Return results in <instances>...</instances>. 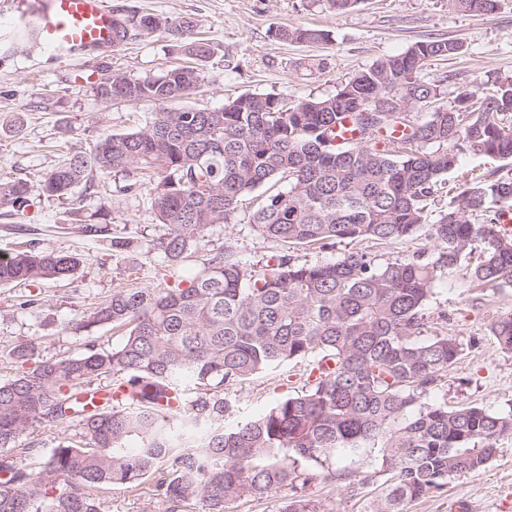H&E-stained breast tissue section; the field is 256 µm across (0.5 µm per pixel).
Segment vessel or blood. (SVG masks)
Segmentation results:
<instances>
[{"instance_id": "obj_1", "label": "vessel or blood", "mask_w": 512, "mask_h": 512, "mask_svg": "<svg viewBox=\"0 0 512 512\" xmlns=\"http://www.w3.org/2000/svg\"><path fill=\"white\" fill-rule=\"evenodd\" d=\"M118 18L111 0H32L23 24L53 57H84L114 48Z\"/></svg>"}]
</instances>
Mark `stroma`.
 Masks as SVG:
<instances>
[{"label":"stroma","instance_id":"1","mask_svg":"<svg viewBox=\"0 0 512 512\" xmlns=\"http://www.w3.org/2000/svg\"><path fill=\"white\" fill-rule=\"evenodd\" d=\"M128 13H152L172 19L194 18L212 51L206 78L184 107L218 109L226 100L245 93L271 94L287 101L331 94L336 85L388 55L405 52L421 40L462 43L460 55L432 59L427 80L444 88V105L461 91L512 74V0H500L495 13L483 15L453 9L448 0H358L345 12L329 9L325 0H112ZM321 30L319 43L284 42L277 27ZM172 38L162 33L137 37L92 59L47 62L42 49L10 55L0 51V174L38 183L69 151H90L99 137L127 133L143 125L150 105L102 103L93 86L100 70L139 77L156 74L175 64ZM124 175L109 176L90 193L73 199L33 197L19 215L0 217V256L17 246L53 253H77L80 271L69 281L36 286H0V383L14 378L18 366L11 349L32 343L40 359L81 352L85 345L108 350L122 336L109 326L87 332L64 331L121 288L160 289L177 277L153 244L164 233L150 206L148 191H124ZM84 215L99 207L112 213L114 237L133 243L123 252L105 250L98 238L72 223L73 201ZM253 196L244 197L240 223L216 226L206 232L201 254L231 247L250 262L263 263L292 253L299 262L333 261L348 251H365L387 261L411 256L414 241L341 242L326 249H288L251 231L243 220L251 213ZM36 295L38 312H19L21 295ZM432 319L448 316L453 335L467 348L438 385L449 406L474 403L492 412L512 408V355L502 352L489 334L498 316L512 312V288L471 287L461 271L447 272L437 281L430 303ZM290 387L282 373L255 378L227 389L229 403L222 423H237L268 410L287 396ZM496 456L482 469L452 479L444 492L407 505V512H512V435L500 438ZM346 483H315L310 498L334 512H371L385 475L376 450L337 449L333 457Z\"/></svg>","mask_w":512,"mask_h":512}]
</instances>
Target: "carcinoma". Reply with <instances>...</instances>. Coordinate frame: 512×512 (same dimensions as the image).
<instances>
[{
  "mask_svg": "<svg viewBox=\"0 0 512 512\" xmlns=\"http://www.w3.org/2000/svg\"><path fill=\"white\" fill-rule=\"evenodd\" d=\"M463 12L491 14L498 0H449ZM196 24L155 14L132 15L129 37L164 32L193 60L130 78L104 70L95 83L106 103L152 105L146 122L101 137L89 153L65 154L37 184L0 175V210L17 215L34 195L66 198L83 184L122 173L123 190L145 188L166 234L155 243L173 267L192 260L207 230L239 224L240 198L284 182L249 215L257 234L288 248L338 242L414 241L427 233L433 257L417 251L380 262L351 251L335 262L298 263L284 254L259 265L226 247L196 273L163 292L119 289L76 323L75 333L110 325L123 333L110 349L39 360L35 347L11 350L21 371L0 383V512H103L114 486L151 481L164 512H226L242 499L288 488L278 512H333L304 494L315 482L342 479L332 469L338 448L380 453L387 479L374 512L406 505L479 470L512 434V409L492 414L429 399L457 363L464 343L429 325L428 304L440 276L460 267L472 282L512 286V238L499 230L512 208V175L494 172L464 182L448 208L430 218L459 156L512 159V76L491 88L466 89L453 105L423 120L409 110L439 99L424 79L429 58L456 56L462 44L425 40L358 71L334 94L270 112L271 95H239L217 112L171 109L205 80L208 43ZM285 41L315 42L323 33L282 27ZM38 46L23 31L7 50ZM406 112H375L381 94ZM350 122L355 141L337 142ZM491 214L482 224L470 217ZM74 221L90 236L105 234ZM477 255L473 266L463 259ZM76 254L16 249L0 259V284L72 280ZM489 332L512 354V313ZM309 361L301 390L265 414L226 431L216 426L228 403L224 388L292 363ZM35 426L62 431L41 454ZM164 475H159L162 466Z\"/></svg>",
  "mask_w": 512,
  "mask_h": 512,
  "instance_id": "cac0c4a2",
  "label": "carcinoma"
}]
</instances>
